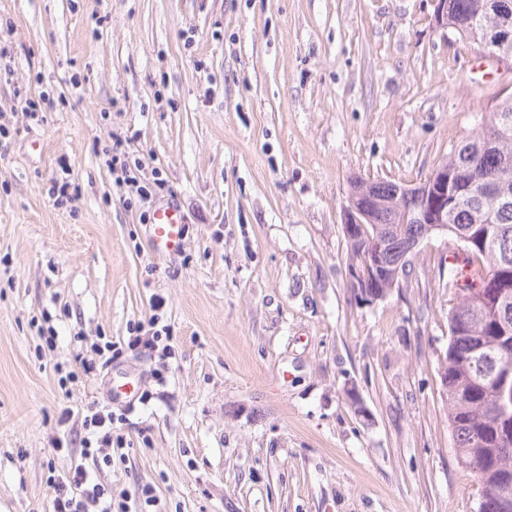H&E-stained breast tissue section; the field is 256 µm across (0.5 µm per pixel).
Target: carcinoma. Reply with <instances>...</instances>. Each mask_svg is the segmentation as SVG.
<instances>
[{"mask_svg": "<svg viewBox=\"0 0 512 512\" xmlns=\"http://www.w3.org/2000/svg\"><path fill=\"white\" fill-rule=\"evenodd\" d=\"M493 0H448V30L469 40H481L497 25L499 15L490 8ZM448 168L462 167L468 179L497 185L498 193L475 198L456 187V201L448 209V236L471 238L467 262L478 281L476 294L493 304L491 288L512 289V179L500 183L504 171L512 172V97L497 101L485 113L479 130L442 159ZM398 183L392 180L369 184L358 198L373 219L369 233H385V252L396 262L411 243L425 237L428 226L413 223L414 201L394 199ZM479 341L483 356L500 371H512V335H502L496 322L475 324L464 336H448V426L457 448H475L481 456L476 472L484 473L503 460L512 466V405L507 415L492 417L489 406L492 379L480 377L471 367L473 341Z\"/></svg>", "mask_w": 512, "mask_h": 512, "instance_id": "1", "label": "carcinoma"}]
</instances>
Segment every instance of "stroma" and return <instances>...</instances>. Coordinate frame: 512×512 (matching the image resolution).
<instances>
[{
    "label": "stroma",
    "mask_w": 512,
    "mask_h": 512,
    "mask_svg": "<svg viewBox=\"0 0 512 512\" xmlns=\"http://www.w3.org/2000/svg\"><path fill=\"white\" fill-rule=\"evenodd\" d=\"M433 13L0 0V512H51V473L96 470L82 421L119 371L149 399L113 404L124 444L98 472L132 512L146 484L150 512H478L439 374L455 241L419 245L383 300L346 282L350 178L422 182L512 90ZM116 136L151 204L108 167ZM171 204L186 244L161 257L145 211ZM157 300L163 381L141 346L60 388L55 364L79 370L82 342L125 337Z\"/></svg>",
    "instance_id": "1"
}]
</instances>
